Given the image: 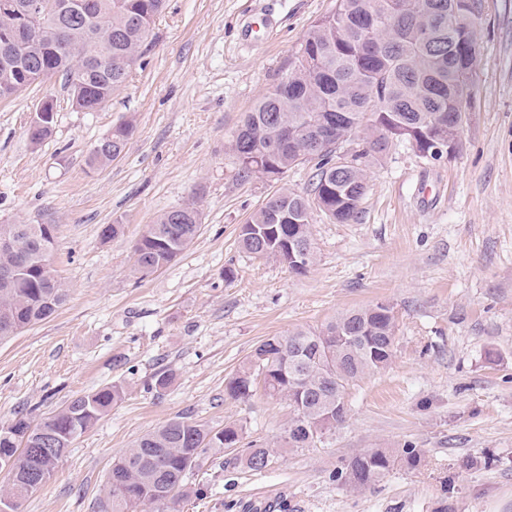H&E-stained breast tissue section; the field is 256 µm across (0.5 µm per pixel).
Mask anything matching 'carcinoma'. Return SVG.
Masks as SVG:
<instances>
[{
  "label": "carcinoma",
  "mask_w": 512,
  "mask_h": 512,
  "mask_svg": "<svg viewBox=\"0 0 512 512\" xmlns=\"http://www.w3.org/2000/svg\"><path fill=\"white\" fill-rule=\"evenodd\" d=\"M0 8V100L28 88L31 74L60 76L72 105L96 111L129 76L131 65L149 45L165 0H42L32 20L29 50L9 44L18 13L33 0H10ZM478 17L477 0H336L332 11L314 22L282 81L266 91L228 140L243 178L285 174L317 161L310 188L284 189L270 196L240 226V249L304 274L316 263L312 213L341 224L360 219L368 171L396 142L419 156L435 159L431 135L455 136L466 124L456 89L473 87L470 59L459 45L468 41ZM133 121L112 128V153L90 155L91 167H105L125 152ZM352 148L347 149L345 145ZM201 223L199 208L187 204L161 214L133 246V272L150 275L174 261L192 244ZM41 225L26 236L28 268L12 288H0V340L49 318L66 300L67 288L42 268ZM397 319L386 302L350 310L324 328L297 327L261 341L227 382L232 399H244L257 385L288 402L285 443L305 448L342 424L347 389L388 366L394 355ZM124 390L111 385L78 396L45 421L33 425L24 415L0 427V500L25 492L33 472L52 475L68 448L112 406ZM55 450L42 452V441ZM235 424L215 429L188 417L169 420L141 437L113 462L103 488L102 512H178L186 473L206 455L233 447L235 460L250 470L266 468L277 449L239 447ZM395 459L367 450L350 458L336 474L354 489L375 484Z\"/></svg>",
  "instance_id": "cac0c4a2"
}]
</instances>
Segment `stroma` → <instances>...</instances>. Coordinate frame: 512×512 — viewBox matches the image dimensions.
I'll return each instance as SVG.
<instances>
[{
	"label": "stroma",
	"mask_w": 512,
	"mask_h": 512,
	"mask_svg": "<svg viewBox=\"0 0 512 512\" xmlns=\"http://www.w3.org/2000/svg\"><path fill=\"white\" fill-rule=\"evenodd\" d=\"M335 0H167L124 87L94 112L61 77L0 101V224H51L66 302L0 342V426L41 423L112 384L124 397L69 449L21 512H100L112 464L178 416L242 429V446L278 447L263 470L207 456L187 473L182 512H512V0H481L475 108L465 148L441 161L405 144L371 168L361 218L312 215L317 262L296 274L250 257L239 227L275 191L305 190L314 164L242 178L225 145L257 97L286 75ZM53 132L32 145L38 104ZM134 118L123 157L93 168L92 148ZM197 202L201 227L162 270L137 279L133 246L161 213ZM115 224V237L102 239ZM233 279H225V269ZM378 301L394 307L390 365L346 395L348 415L306 448L285 446L288 405L228 379L254 347ZM172 374L163 392L148 382ZM413 446L375 485L336 472L370 448Z\"/></svg>",
	"instance_id": "1"
}]
</instances>
